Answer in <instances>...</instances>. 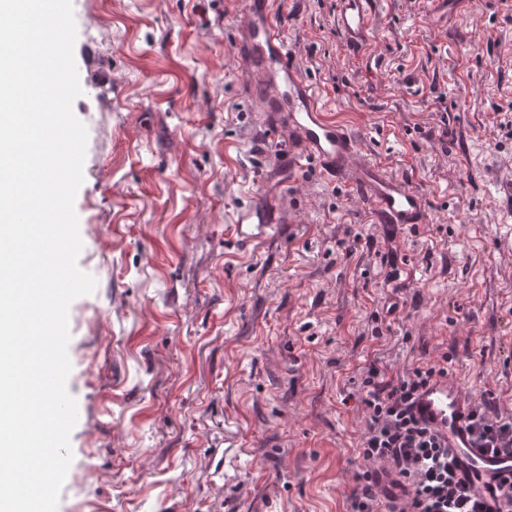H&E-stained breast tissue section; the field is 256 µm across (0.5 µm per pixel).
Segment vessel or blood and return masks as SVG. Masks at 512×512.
Wrapping results in <instances>:
<instances>
[{
  "label": "vessel or blood",
  "instance_id": "obj_1",
  "mask_svg": "<svg viewBox=\"0 0 512 512\" xmlns=\"http://www.w3.org/2000/svg\"><path fill=\"white\" fill-rule=\"evenodd\" d=\"M277 0H245L247 37L240 58L253 76L260 111L288 118V164L304 169L321 166L335 175L355 153L346 123L328 116L312 86L302 75L296 56L273 21ZM367 0H340L337 25L354 42L366 39ZM360 185L378 223L395 228L425 221L421 196L402 179L371 166L361 173ZM237 223L266 230L276 223L272 205L239 210ZM473 401L459 382L440 378L423 389L413 412L419 421L447 443L459 480L479 497L483 512H500L499 490L512 479V455L477 447L469 427Z\"/></svg>",
  "mask_w": 512,
  "mask_h": 512
}]
</instances>
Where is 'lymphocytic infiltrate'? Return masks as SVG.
<instances>
[{
    "mask_svg": "<svg viewBox=\"0 0 512 512\" xmlns=\"http://www.w3.org/2000/svg\"><path fill=\"white\" fill-rule=\"evenodd\" d=\"M448 373L447 361L422 362L396 380H385L369 364L356 383L364 405L365 428L357 453L363 466L348 512H481L477 497L455 477L447 445L421 427L411 401L437 376ZM479 447L512 453V416L484 392L470 416Z\"/></svg>",
    "mask_w": 512,
    "mask_h": 512,
    "instance_id": "f902f5d3",
    "label": "lymphocytic infiltrate"
}]
</instances>
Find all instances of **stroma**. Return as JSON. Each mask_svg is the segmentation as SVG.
I'll list each match as a JSON object with an SVG mask.
<instances>
[{"label":"stroma","mask_w":512,"mask_h":512,"mask_svg":"<svg viewBox=\"0 0 512 512\" xmlns=\"http://www.w3.org/2000/svg\"><path fill=\"white\" fill-rule=\"evenodd\" d=\"M337 3L275 14L357 143L332 180L279 156L239 58L244 0H72L97 286L69 307L58 512H347L370 363L449 354L512 415V11L373 0L356 48ZM369 163L421 194L425 224L385 239L355 181ZM261 200L279 222L242 238L233 215Z\"/></svg>","instance_id":"35a3bbf8"}]
</instances>
